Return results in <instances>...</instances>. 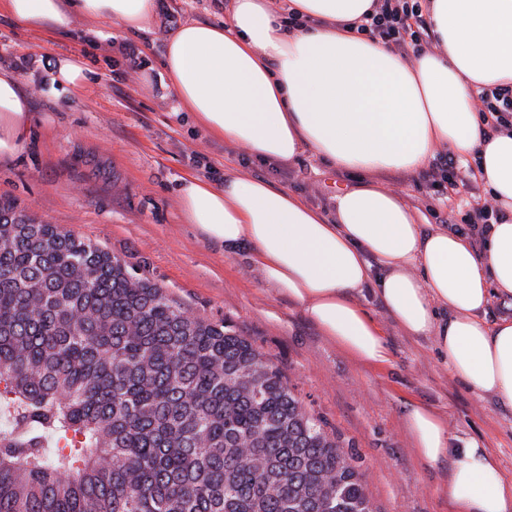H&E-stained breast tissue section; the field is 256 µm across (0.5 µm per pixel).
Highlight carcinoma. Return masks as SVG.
Masks as SVG:
<instances>
[{
	"mask_svg": "<svg viewBox=\"0 0 512 512\" xmlns=\"http://www.w3.org/2000/svg\"><path fill=\"white\" fill-rule=\"evenodd\" d=\"M0 512H372L283 372L0 203Z\"/></svg>",
	"mask_w": 512,
	"mask_h": 512,
	"instance_id": "carcinoma-1",
	"label": "carcinoma"
}]
</instances>
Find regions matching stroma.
I'll return each instance as SVG.
<instances>
[{"mask_svg":"<svg viewBox=\"0 0 512 512\" xmlns=\"http://www.w3.org/2000/svg\"><path fill=\"white\" fill-rule=\"evenodd\" d=\"M151 28L132 34L112 27L96 37L100 21L76 18L73 31L23 30L0 10V68L14 71L30 96L29 142L16 158L0 159V200L16 202L36 221L92 240L126 262L205 321L247 338L286 375L304 409L354 457L374 512H448L444 466L417 457L403 418L417 400L447 420L456 443L473 439L492 451L512 478V408L455 380L428 341L404 336L372 291L362 303L385 331L390 362L357 365L329 342L285 298L269 294L258 269L205 240L182 221L180 179L224 180L229 168L303 197L325 214L359 172L327 169L311 155L271 167L205 136L177 111L159 74L169 32L187 21L222 24L225 0H157ZM143 50L145 69H130L124 42ZM79 56L87 80L71 95L53 94L44 74L57 60ZM382 182L420 213L440 209L415 174L389 173Z\"/></svg>","mask_w":512,"mask_h":512,"instance_id":"35a3bbf8","label":"stroma"}]
</instances>
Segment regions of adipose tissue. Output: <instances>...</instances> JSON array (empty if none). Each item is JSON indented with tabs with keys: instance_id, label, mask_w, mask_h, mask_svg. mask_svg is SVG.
I'll return each mask as SVG.
<instances>
[{
	"instance_id": "1",
	"label": "adipose tissue",
	"mask_w": 512,
	"mask_h": 512,
	"mask_svg": "<svg viewBox=\"0 0 512 512\" xmlns=\"http://www.w3.org/2000/svg\"><path fill=\"white\" fill-rule=\"evenodd\" d=\"M373 0H232L223 24L191 21L165 41L163 75L180 111L209 137L285 164L311 153L369 174L339 190L326 215L266 180L231 170L223 184L182 180L187 223L227 255L244 253L273 295L295 303L321 334L367 368L390 361L384 332L361 304L373 289L394 322L431 341L445 368L479 395L512 408V318L488 322L512 298V130L493 131L479 90L512 87V0H426L434 47L407 60L358 32ZM17 27L68 33L75 17L144 32L155 0H5ZM301 25L289 29L287 16ZM33 123L29 97L0 69V158L17 156ZM474 161L507 218L483 248L424 223L379 173L414 174L437 153ZM420 460L448 463L449 512H512V479L477 442L452 447L446 419L408 403Z\"/></svg>"
}]
</instances>
